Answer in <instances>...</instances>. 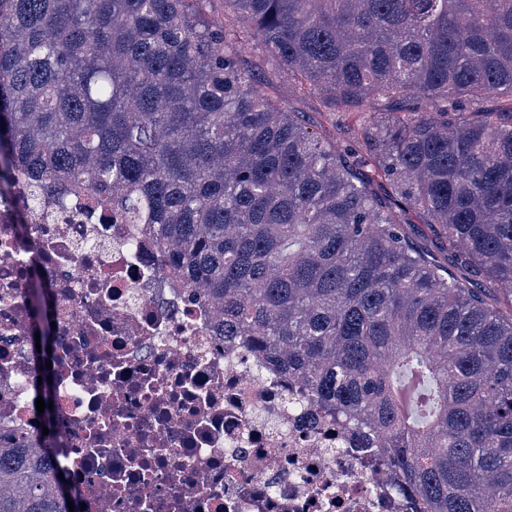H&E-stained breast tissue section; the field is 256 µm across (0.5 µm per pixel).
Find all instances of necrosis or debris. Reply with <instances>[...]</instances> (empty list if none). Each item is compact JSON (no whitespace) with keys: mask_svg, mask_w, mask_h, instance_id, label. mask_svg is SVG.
Returning a JSON list of instances; mask_svg holds the SVG:
<instances>
[{"mask_svg":"<svg viewBox=\"0 0 512 512\" xmlns=\"http://www.w3.org/2000/svg\"><path fill=\"white\" fill-rule=\"evenodd\" d=\"M35 280L55 315L50 457L85 512H410L374 449L224 337L148 225L24 176L0 197V444L41 420Z\"/></svg>","mask_w":512,"mask_h":512,"instance_id":"1","label":"necrosis or debris"}]
</instances>
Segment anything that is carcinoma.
<instances>
[{
	"label": "carcinoma",
	"instance_id": "obj_1",
	"mask_svg": "<svg viewBox=\"0 0 512 512\" xmlns=\"http://www.w3.org/2000/svg\"><path fill=\"white\" fill-rule=\"evenodd\" d=\"M209 4L0 0V183L153 225L224 335L375 444L414 512H512V0H224L241 35ZM242 38L358 114L353 146L273 99ZM65 494L0 445V512H79ZM408 223L410 224H404L406 233L418 244L430 250L441 262L444 263L446 252L439 240H437L428 229L427 224H423L415 215L409 216Z\"/></svg>",
	"mask_w": 512,
	"mask_h": 512
}]
</instances>
